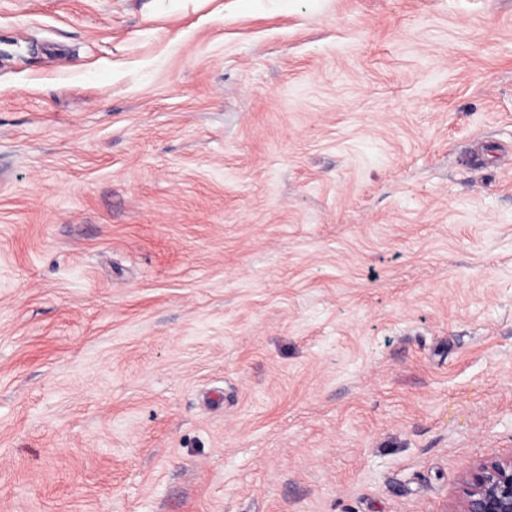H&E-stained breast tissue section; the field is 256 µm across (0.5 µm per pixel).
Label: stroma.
Returning <instances> with one entry per match:
<instances>
[{
  "instance_id": "35a3bbf8",
  "label": "stroma",
  "mask_w": 512,
  "mask_h": 512,
  "mask_svg": "<svg viewBox=\"0 0 512 512\" xmlns=\"http://www.w3.org/2000/svg\"><path fill=\"white\" fill-rule=\"evenodd\" d=\"M505 146L512 0H0V512H452Z\"/></svg>"
}]
</instances>
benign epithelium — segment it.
I'll use <instances>...</instances> for the list:
<instances>
[{
	"mask_svg": "<svg viewBox=\"0 0 512 512\" xmlns=\"http://www.w3.org/2000/svg\"><path fill=\"white\" fill-rule=\"evenodd\" d=\"M455 512H512V454L469 471Z\"/></svg>",
	"mask_w": 512,
	"mask_h": 512,
	"instance_id": "benign-epithelium-1",
	"label": "benign epithelium"
}]
</instances>
